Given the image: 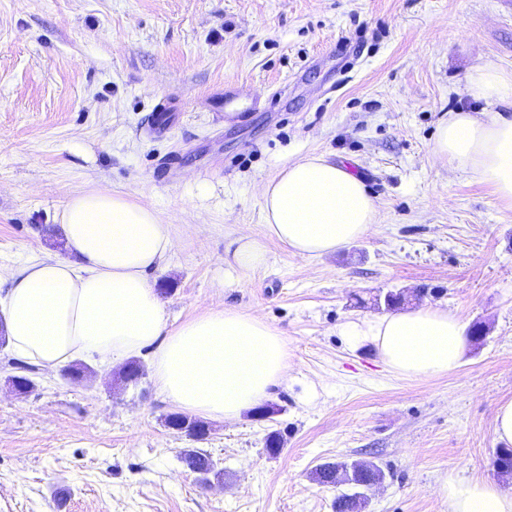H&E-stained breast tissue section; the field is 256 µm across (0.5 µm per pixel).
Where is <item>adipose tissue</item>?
Here are the masks:
<instances>
[{
  "mask_svg": "<svg viewBox=\"0 0 512 512\" xmlns=\"http://www.w3.org/2000/svg\"><path fill=\"white\" fill-rule=\"evenodd\" d=\"M467 89L512 107V72L475 67ZM512 207V114L449 113L433 145ZM266 237L243 235L226 250L230 269L257 271L267 239L293 256L318 258L366 236L379 210L364 181L326 154L296 160L261 190ZM68 258L34 260L8 273L0 329L13 354L53 369L83 356L107 366L151 352L158 391L181 409L235 420L266 399L291 367L288 343L257 315L210 310L169 327L151 274L174 245L157 210L106 188L72 196L60 216ZM352 340L375 346L383 364L412 380L455 371L466 350L461 314L431 306L348 323ZM448 512H512V493L484 478L449 473Z\"/></svg>",
  "mask_w": 512,
  "mask_h": 512,
  "instance_id": "1",
  "label": "adipose tissue"
}]
</instances>
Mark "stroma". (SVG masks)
I'll return each instance as SVG.
<instances>
[{
  "label": "stroma",
  "instance_id": "1",
  "mask_svg": "<svg viewBox=\"0 0 512 512\" xmlns=\"http://www.w3.org/2000/svg\"><path fill=\"white\" fill-rule=\"evenodd\" d=\"M484 63L512 71V0H0V270L66 257L61 211L104 185L173 228L153 274L170 325L250 312L293 354L268 397L280 413L212 419L195 441L167 427L177 407L151 375L128 386L90 359L75 382L38 368L20 395L0 347V512H335L342 487L313 474L346 460L385 474L364 512H448L452 470L512 492L493 467L494 412L512 400V208L432 151L450 112L500 111L466 89ZM228 80L256 111H211ZM319 153L363 178L379 224L313 259L272 239L263 269H228L229 237L266 233L263 184ZM387 291L485 338L453 373L400 377L339 331ZM195 448L224 473L210 488L183 461Z\"/></svg>",
  "mask_w": 512,
  "mask_h": 512
}]
</instances>
